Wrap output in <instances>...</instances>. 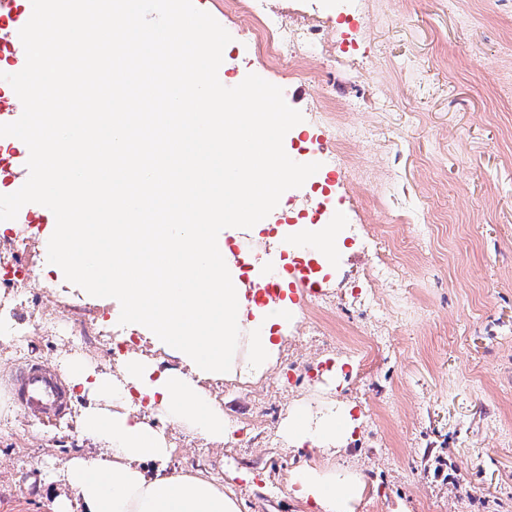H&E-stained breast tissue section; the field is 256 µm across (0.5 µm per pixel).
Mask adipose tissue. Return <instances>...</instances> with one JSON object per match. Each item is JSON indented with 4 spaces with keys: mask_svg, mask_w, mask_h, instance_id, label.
Here are the masks:
<instances>
[{
    "mask_svg": "<svg viewBox=\"0 0 512 512\" xmlns=\"http://www.w3.org/2000/svg\"><path fill=\"white\" fill-rule=\"evenodd\" d=\"M257 224H102L97 236L83 225L57 224L45 237L44 265L73 273L86 256L98 260L97 284L85 285L90 301L112 307V325L136 332L154 350L177 358V369L131 352L119 373L95 370L79 357L65 363L76 395L88 405L79 431L95 452L71 458L61 472L65 494L53 512H241L238 501L201 472L169 469L167 424L221 442L231 428L224 409L205 390L207 380L254 381L275 365L297 310L286 301L247 297L233 249L251 253ZM147 401L156 419L134 413ZM349 408L328 405L289 413L282 433L289 445L330 450L351 435ZM295 496L316 512H355L365 485L318 459L303 462L288 478Z\"/></svg>",
    "mask_w": 512,
    "mask_h": 512,
    "instance_id": "obj_1",
    "label": "adipose tissue"
}]
</instances>
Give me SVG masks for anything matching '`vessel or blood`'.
Wrapping results in <instances>:
<instances>
[{
	"instance_id": "vessel-or-blood-1",
	"label": "vessel or blood",
	"mask_w": 512,
	"mask_h": 512,
	"mask_svg": "<svg viewBox=\"0 0 512 512\" xmlns=\"http://www.w3.org/2000/svg\"><path fill=\"white\" fill-rule=\"evenodd\" d=\"M32 15L31 0H0V73L13 74L25 65L26 55L19 36ZM22 103L12 87L0 80V123L16 121ZM29 149L18 138L0 137V194H11L26 182ZM20 224L54 223L53 213L45 206L29 203L17 217ZM15 398L28 414L42 420H60L67 412L69 394L60 376L48 366L26 364L16 368L11 381Z\"/></svg>"
}]
</instances>
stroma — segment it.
<instances>
[{
	"label": "stroma",
	"instance_id": "obj_1",
	"mask_svg": "<svg viewBox=\"0 0 512 512\" xmlns=\"http://www.w3.org/2000/svg\"><path fill=\"white\" fill-rule=\"evenodd\" d=\"M362 27L340 32L347 2ZM263 13L295 25L325 23L323 50L309 75L262 71L246 26L227 24L224 84L263 72L303 115L284 137L291 155L312 140L326 147L321 177L283 193L281 211L305 226L319 204L336 207V259L313 250L290 255L309 265L329 293L320 314L331 336L311 333L310 295L295 280L288 297L298 320L280 348L289 382L264 398L260 384L213 383L224 417L247 436L211 443L170 431V468L197 469L223 483L242 512H306L289 491L303 453L270 440L289 411L333 401L351 406L358 426L336 469L360 472L356 512H512V0H263ZM345 108L362 146L336 139L319 113L322 95ZM386 209L388 228L376 223ZM397 260L394 283L372 281L378 253ZM13 313L58 317L61 333L23 349L0 338V512H53L46 477L87 454L71 398L47 423L21 412L11 372L71 356L114 370L112 339L89 335L112 325L111 307L88 308L78 289L34 288ZM251 478H231L234 470Z\"/></svg>",
	"mask_w": 512,
	"mask_h": 512
}]
</instances>
